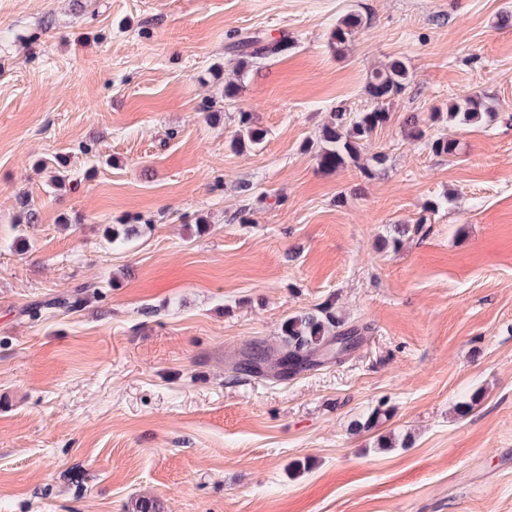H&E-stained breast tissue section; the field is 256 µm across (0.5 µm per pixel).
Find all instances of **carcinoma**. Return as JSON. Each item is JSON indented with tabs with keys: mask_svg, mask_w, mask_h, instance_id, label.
Returning <instances> with one entry per match:
<instances>
[{
	"mask_svg": "<svg viewBox=\"0 0 512 512\" xmlns=\"http://www.w3.org/2000/svg\"><path fill=\"white\" fill-rule=\"evenodd\" d=\"M362 23V18L349 14L341 19L330 35V45L339 49L352 37L354 30ZM288 49V38L266 35L248 36L237 45L242 56L238 79L224 86V97L234 98L239 94L249 63L253 59H269ZM408 84V69L399 58L392 59L386 66L370 72L367 81L368 94L376 101V107L365 112L351 115L343 109L332 112L330 121L321 130L319 148L316 152L318 165L325 171H336L352 164L367 176L372 175L369 166L361 163L362 150L372 141L377 130L390 120L386 105L400 95ZM452 120L460 125H469L482 118V103L478 96H468L450 107L444 114L431 113V120L440 122ZM239 126L231 147L241 151L256 147L264 142L265 130L253 123L252 113H239ZM404 137L415 142H424L430 151L438 156H453L458 149L456 140L445 136H433L429 127L421 124L415 115L408 116L402 125ZM66 160L62 156L55 158L51 168V183L56 187L66 185ZM438 208L437 203L429 204L426 213L420 215L411 224L393 226V236L384 240V247L399 249L404 240L423 238L431 228L430 214ZM99 287L91 282L82 283L71 290L53 295L34 304V307H47L64 312L75 311L97 300ZM361 335V329L348 325L343 317L332 308L318 314L290 316L282 326V335L278 341L260 349L256 366L280 373L286 360L299 363L304 368L308 362L319 356L341 355L355 344V337Z\"/></svg>",
	"mask_w": 512,
	"mask_h": 512,
	"instance_id": "cac0c4a2",
	"label": "carcinoma"
}]
</instances>
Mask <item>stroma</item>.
Masks as SVG:
<instances>
[{
  "mask_svg": "<svg viewBox=\"0 0 512 512\" xmlns=\"http://www.w3.org/2000/svg\"><path fill=\"white\" fill-rule=\"evenodd\" d=\"M351 13L364 24L333 50ZM257 33L288 49L226 99L233 47ZM395 58L409 84L362 152L385 163L321 170L305 143L336 107L372 109L367 76ZM474 94L492 117L431 123ZM242 111L267 132L245 153ZM411 114L457 155L407 140ZM58 155L61 189L36 166ZM23 198L38 224L20 223ZM433 202L429 236L384 247ZM135 221L148 229L109 243ZM84 282L100 301L26 316ZM327 306L366 329L345 359L232 370ZM139 498L512 512V0H0V512Z\"/></svg>",
  "mask_w": 512,
  "mask_h": 512,
  "instance_id": "obj_1",
  "label": "stroma"
}]
</instances>
